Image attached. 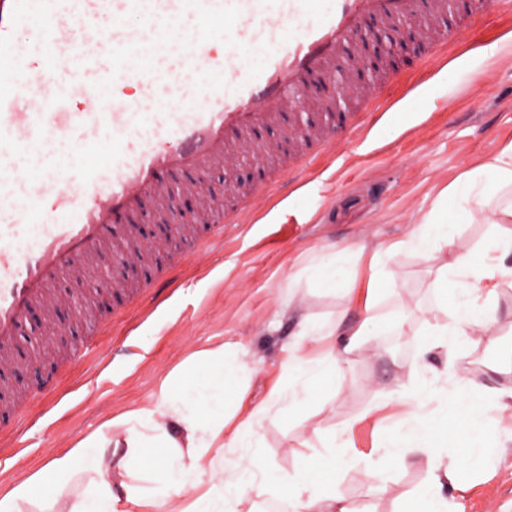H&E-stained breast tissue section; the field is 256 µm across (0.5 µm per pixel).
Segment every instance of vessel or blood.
Masks as SVG:
<instances>
[{"label":"vessel or blood","mask_w":512,"mask_h":512,"mask_svg":"<svg viewBox=\"0 0 512 512\" xmlns=\"http://www.w3.org/2000/svg\"><path fill=\"white\" fill-rule=\"evenodd\" d=\"M415 10V0H0V358L28 311L50 307L53 281L80 271L146 193L167 197L164 173L224 165L231 144L276 122L310 75L335 70L364 21ZM127 16L138 29L122 25ZM182 20L195 27L193 50L150 55ZM240 43L259 45L262 69L248 73ZM107 74L137 81L141 100L109 97ZM165 80L178 105L151 111ZM76 92L88 111L71 110ZM138 124L144 133L132 135ZM294 141L299 181L308 144L327 155L332 140L318 127Z\"/></svg>","instance_id":"1"}]
</instances>
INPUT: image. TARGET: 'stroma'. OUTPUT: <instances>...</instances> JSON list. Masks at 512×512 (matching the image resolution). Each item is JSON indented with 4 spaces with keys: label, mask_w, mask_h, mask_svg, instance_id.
<instances>
[{
    "label": "stroma",
    "mask_w": 512,
    "mask_h": 512,
    "mask_svg": "<svg viewBox=\"0 0 512 512\" xmlns=\"http://www.w3.org/2000/svg\"><path fill=\"white\" fill-rule=\"evenodd\" d=\"M376 31L386 67L363 84L349 82L348 67H338L347 86L338 108H328L324 94L305 90L282 124L252 133V150L233 147L232 160L221 168L167 175L188 224L167 229L156 197L147 195L129 230L113 229L83 276L66 272L51 285L56 305L30 311L19 329L15 352L24 366L0 365V384L25 396L0 418V494L39 471L52 452L145 405L189 356L221 345L238 350L249 375L237 418L224 429L226 461L292 476L304 457L323 454L333 465L337 495L357 512H396L399 497L425 481L426 458L416 452L402 467L367 464L411 411L403 394L417 373L414 351L394 350L375 337L370 353L351 356L336 371L335 396L307 423L273 408L253 444L234 438L238 421L272 390L287 391L284 366L300 310L351 329L363 319L358 292L302 288L292 296L289 273L315 252L361 246L368 255L406 239L443 189L512 142V0L476 16L467 37L438 66L428 62L426 48L394 42L393 28L380 24ZM388 72L394 80L378 110L362 91ZM356 116L372 124L367 142L357 149L338 142L333 159L314 160L304 186L284 184L280 197L261 204L255 223L221 229L199 223L212 196L223 197L228 209L244 203L254 187L246 174L256 164L278 170L282 158L273 149L293 130L332 119L344 131ZM256 148L271 154L255 162ZM128 235L140 252L135 261L116 264ZM193 238L205 244V263L186 257ZM367 255L355 267L360 285L370 274ZM438 265L408 250L393 257L386 265L390 286L377 307L381 321H403L414 336L427 325H447L431 288ZM109 271L116 284L99 290ZM155 279L166 288L145 289ZM509 338L512 279L501 282L499 321L477 345L433 351L427 362L443 387L475 379L508 388L512 373L497 371L495 363L498 343ZM331 431L338 436L335 447L322 448L320 434ZM447 495L464 512H512V437L499 436L484 470L461 475Z\"/></svg>",
    "instance_id": "stroma-1"
}]
</instances>
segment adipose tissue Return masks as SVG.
I'll return each mask as SVG.
<instances>
[{
	"label": "adipose tissue",
	"instance_id": "ef3b65f1",
	"mask_svg": "<svg viewBox=\"0 0 512 512\" xmlns=\"http://www.w3.org/2000/svg\"><path fill=\"white\" fill-rule=\"evenodd\" d=\"M463 180L467 190L457 205H449L448 191H441L402 245L374 253L362 294L364 319L354 331L346 334L312 315L302 316L288 347V391L271 396L281 413L301 419L312 416L314 399L325 394L337 364L364 349L387 288L386 261L399 248L427 257L451 255L437 267L433 288L440 310L449 313L452 322L429 328L428 339L418 347L419 360L437 349L451 351L477 343L496 323L499 281L512 277L507 264L512 257V200L499 199L503 190L512 188V144L465 172ZM475 218L508 227L477 255L455 245L459 224ZM351 274L348 251L321 254L289 275L288 285L341 288ZM322 337L331 340V349L317 358L305 357V341ZM246 383L243 367L225 347L190 356L163 380L153 401L109 419L0 494V512L55 503L59 492L78 479L85 480L86 487L70 501L67 512H237L247 494L285 500L292 512H355L335 496L331 480H312V473L325 465L321 455L307 457L301 471L287 479H225L226 408L242 400ZM431 390L432 382L425 377L408 387L415 409L389 434L385 452L372 461L373 467L387 469L404 464L407 452L426 454V483L401 498L398 512H448L446 489L455 487L460 471L481 468L496 415L512 401V389L485 390L468 383L447 391L439 409L426 414L422 408Z\"/></svg>",
	"mask_w": 512,
	"mask_h": 512
}]
</instances>
